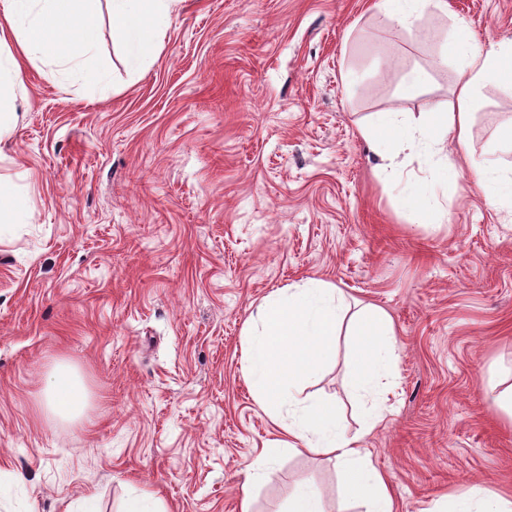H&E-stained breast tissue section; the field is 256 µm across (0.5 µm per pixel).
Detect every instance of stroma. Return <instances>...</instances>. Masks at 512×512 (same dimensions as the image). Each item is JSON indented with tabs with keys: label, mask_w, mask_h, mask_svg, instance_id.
Wrapping results in <instances>:
<instances>
[{
	"label": "stroma",
	"mask_w": 512,
	"mask_h": 512,
	"mask_svg": "<svg viewBox=\"0 0 512 512\" xmlns=\"http://www.w3.org/2000/svg\"><path fill=\"white\" fill-rule=\"evenodd\" d=\"M446 2L398 31L376 0H172L153 58L132 68L101 0L105 84L21 60L0 141L16 209L0 223V512H63L91 493L119 512L142 489L164 512H240L248 465L281 438L244 380L245 333L264 298L308 279L393 321L389 412L363 445L398 512L475 484L512 495V425L485 393L512 367V208L469 168L512 162L497 139L512 87L483 89L467 158L450 145L394 169L358 131L451 99L457 63L433 61L454 21L480 46L512 41V0ZM415 67L430 80L402 99ZM410 178L427 181L435 222L397 209ZM349 360L338 336L313 389L353 433ZM59 361L88 390L73 421L36 399ZM301 481L359 512L331 462L288 453L254 512H279Z\"/></svg>",
	"instance_id": "obj_1"
}]
</instances>
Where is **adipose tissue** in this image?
Returning a JSON list of instances; mask_svg holds the SVG:
<instances>
[{
    "label": "adipose tissue",
    "mask_w": 512,
    "mask_h": 512,
    "mask_svg": "<svg viewBox=\"0 0 512 512\" xmlns=\"http://www.w3.org/2000/svg\"><path fill=\"white\" fill-rule=\"evenodd\" d=\"M98 0H0V19L27 58H40L77 75L85 84L103 81V68L91 65ZM117 37L131 62L151 57L169 18V0H108ZM444 10L445 0H379L391 24L411 29L425 9ZM441 60L458 62L455 99L444 109L421 113L407 128L392 113L381 112L360 126L359 134L391 148L392 154L441 152L452 143L470 150L472 111L481 90L512 84V42L479 48L465 23H456ZM477 184L497 207H512V165L476 163ZM346 332L350 345V392L370 397L360 429L348 434L335 400L305 393L307 384L336 357V338ZM247 380L259 407L287 434L286 449L332 461L342 479L344 499L363 512H397L386 476L371 460L363 438L384 419L383 405L396 373V338L384 310L365 305L348 312L335 288L309 281L278 289L258 307L247 331ZM46 409L77 418L87 407V392L71 367L56 364L39 394ZM439 512H512V499L475 487L448 495Z\"/></svg>",
    "instance_id": "obj_1"
}]
</instances>
